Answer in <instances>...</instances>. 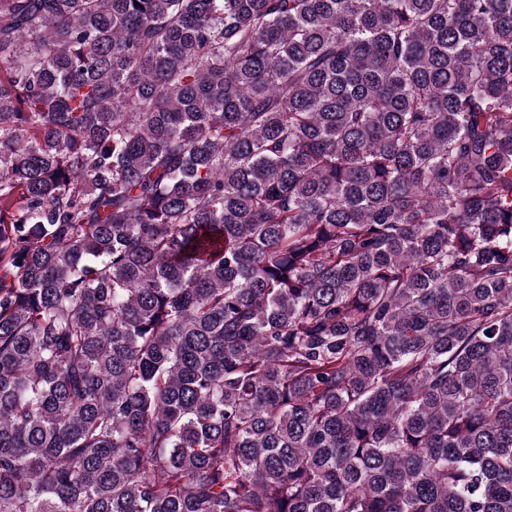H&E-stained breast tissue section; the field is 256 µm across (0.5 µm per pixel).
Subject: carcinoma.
I'll list each match as a JSON object with an SVG mask.
<instances>
[{
    "label": "carcinoma",
    "instance_id": "obj_1",
    "mask_svg": "<svg viewBox=\"0 0 512 512\" xmlns=\"http://www.w3.org/2000/svg\"><path fill=\"white\" fill-rule=\"evenodd\" d=\"M0 512H512V0H0Z\"/></svg>",
    "mask_w": 512,
    "mask_h": 512
}]
</instances>
